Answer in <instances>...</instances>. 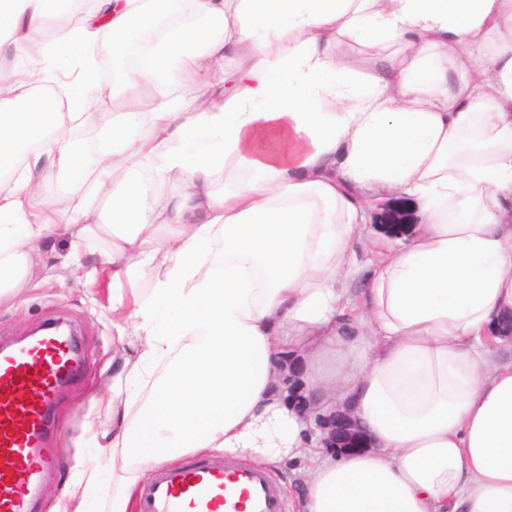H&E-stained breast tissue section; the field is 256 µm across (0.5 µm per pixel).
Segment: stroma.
Returning <instances> with one entry per match:
<instances>
[{
    "label": "stroma",
    "mask_w": 512,
    "mask_h": 512,
    "mask_svg": "<svg viewBox=\"0 0 512 512\" xmlns=\"http://www.w3.org/2000/svg\"><path fill=\"white\" fill-rule=\"evenodd\" d=\"M416 201L406 195L378 198L369 213L375 238L396 240L418 224ZM66 240L55 241L43 253L47 277L36 287L20 289L13 306L0 307V341L21 338L45 322L61 319L76 332L82 347L84 369L63 391L55 410L61 433L62 459L42 486L36 512H47L52 496L69 482L75 466H90L94 450L83 430L97 421V399L112 391V375L104 366L112 360V277L98 255H82L74 271L57 272L61 255L67 254Z\"/></svg>",
    "instance_id": "stroma-1"
}]
</instances>
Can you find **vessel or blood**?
<instances>
[{
    "mask_svg": "<svg viewBox=\"0 0 512 512\" xmlns=\"http://www.w3.org/2000/svg\"><path fill=\"white\" fill-rule=\"evenodd\" d=\"M83 368L72 336L51 329L0 347V512H31L43 472L57 450L54 411L60 392ZM267 471L221 456L154 469L139 512H286Z\"/></svg>",
    "mask_w": 512,
    "mask_h": 512,
    "instance_id": "1",
    "label": "vessel or blood"
}]
</instances>
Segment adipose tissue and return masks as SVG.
<instances>
[{"label":"adipose tissue","instance_id":"1","mask_svg":"<svg viewBox=\"0 0 512 512\" xmlns=\"http://www.w3.org/2000/svg\"><path fill=\"white\" fill-rule=\"evenodd\" d=\"M81 2L0 0V306L43 243L112 266L97 464L49 512L215 451L306 461L298 512H512V0ZM102 40L131 107L79 137ZM388 194L421 222L381 245ZM292 354L369 448L309 435Z\"/></svg>","mask_w":512,"mask_h":512}]
</instances>
